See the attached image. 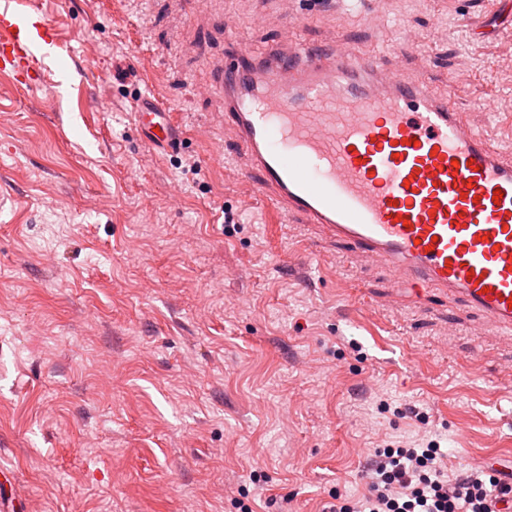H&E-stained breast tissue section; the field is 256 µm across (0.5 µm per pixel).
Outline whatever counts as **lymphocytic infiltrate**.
<instances>
[{
	"mask_svg": "<svg viewBox=\"0 0 512 512\" xmlns=\"http://www.w3.org/2000/svg\"><path fill=\"white\" fill-rule=\"evenodd\" d=\"M435 444L424 448H378L370 459L368 492L336 512H493L494 502H512V485L498 471L468 468L448 477Z\"/></svg>",
	"mask_w": 512,
	"mask_h": 512,
	"instance_id": "f902f5d3",
	"label": "lymphocytic infiltrate"
}]
</instances>
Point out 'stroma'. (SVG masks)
<instances>
[{
	"instance_id": "stroma-1",
	"label": "stroma",
	"mask_w": 512,
	"mask_h": 512,
	"mask_svg": "<svg viewBox=\"0 0 512 512\" xmlns=\"http://www.w3.org/2000/svg\"><path fill=\"white\" fill-rule=\"evenodd\" d=\"M38 2L63 48L39 86L0 73V512H330L386 445L512 463V334L277 223L201 91L229 34L290 29L383 52L512 145L497 0ZM143 93L185 129L171 155L139 137Z\"/></svg>"
}]
</instances>
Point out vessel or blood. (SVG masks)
<instances>
[{"label":"vessel or blood","mask_w":512,"mask_h":512,"mask_svg":"<svg viewBox=\"0 0 512 512\" xmlns=\"http://www.w3.org/2000/svg\"><path fill=\"white\" fill-rule=\"evenodd\" d=\"M59 44L34 6L0 5L1 72L31 84L39 46ZM216 87L232 159L283 216L385 261L416 299L459 296L512 330V157L449 95L389 75L378 56L290 35L259 54L233 40ZM135 118L156 152L182 145L153 95Z\"/></svg>","instance_id":"obj_1"}]
</instances>
